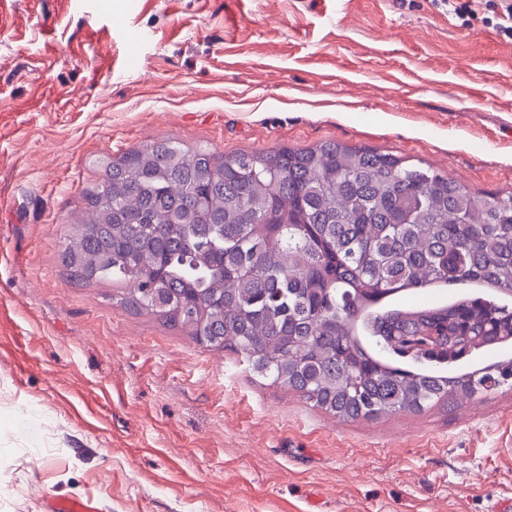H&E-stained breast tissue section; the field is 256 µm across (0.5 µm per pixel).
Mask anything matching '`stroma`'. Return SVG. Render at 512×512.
Wrapping results in <instances>:
<instances>
[{"instance_id":"obj_1","label":"stroma","mask_w":512,"mask_h":512,"mask_svg":"<svg viewBox=\"0 0 512 512\" xmlns=\"http://www.w3.org/2000/svg\"><path fill=\"white\" fill-rule=\"evenodd\" d=\"M147 37L127 68L125 30ZM328 140L512 193V39L440 0H0V512H490L512 390L341 422L73 285L98 160Z\"/></svg>"}]
</instances>
